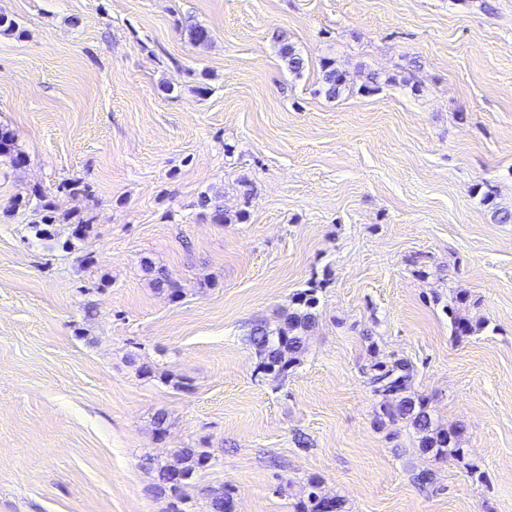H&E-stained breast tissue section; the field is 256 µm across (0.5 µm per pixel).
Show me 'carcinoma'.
I'll use <instances>...</instances> for the list:
<instances>
[{"mask_svg": "<svg viewBox=\"0 0 512 512\" xmlns=\"http://www.w3.org/2000/svg\"><path fill=\"white\" fill-rule=\"evenodd\" d=\"M278 52L288 71L302 75L307 62L295 46L284 37L277 38ZM319 91L326 98L336 99L350 89L345 72L336 67L334 59L326 57L319 65ZM325 289L321 280H314L298 290L292 297V309L273 323L266 320L251 325L247 341L258 359L256 371L283 381L299 362L306 349V336L318 322L320 293ZM451 331L456 337L469 336L477 328L468 320L457 316L452 306H447ZM363 374L366 384L376 398L375 422L388 435L398 437L401 428H409L415 434L418 448L433 459L443 461L449 457L463 464L474 475L478 465L466 461L464 449L459 447L456 429H444L436 424L432 397L414 390V366L405 358L379 356L373 351L370 363ZM181 470L186 479L178 484L166 480V469L158 471L152 493L167 500L166 512H197V501L186 493L196 471L212 465L211 456L196 448L179 451ZM318 484L312 485L307 499L294 505V512H327L330 504L337 512H347L346 502L339 496L327 497L317 492ZM206 512H233V500L224 490L207 489L203 492Z\"/></svg>", "mask_w": 512, "mask_h": 512, "instance_id": "obj_1", "label": "carcinoma"}]
</instances>
